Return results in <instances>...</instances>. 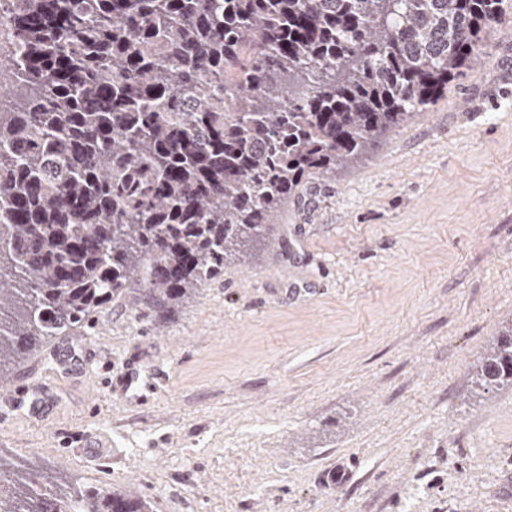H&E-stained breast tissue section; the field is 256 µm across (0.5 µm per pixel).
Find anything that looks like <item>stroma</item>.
<instances>
[{"label":"stroma","mask_w":512,"mask_h":512,"mask_svg":"<svg viewBox=\"0 0 512 512\" xmlns=\"http://www.w3.org/2000/svg\"><path fill=\"white\" fill-rule=\"evenodd\" d=\"M483 42L427 112L305 180L272 248L165 317L132 292L33 351L10 381L44 382L43 412L0 404V453L154 512H512V387L474 383L512 320V14ZM129 363L127 391L98 385Z\"/></svg>","instance_id":"obj_1"}]
</instances>
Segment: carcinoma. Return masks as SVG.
<instances>
[{
  "label": "carcinoma",
  "mask_w": 512,
  "mask_h": 512,
  "mask_svg": "<svg viewBox=\"0 0 512 512\" xmlns=\"http://www.w3.org/2000/svg\"><path fill=\"white\" fill-rule=\"evenodd\" d=\"M505 0H0V378L126 292L164 316L429 109ZM512 386V325L477 373ZM0 512H152L0 454Z\"/></svg>",
  "instance_id": "1"
}]
</instances>
